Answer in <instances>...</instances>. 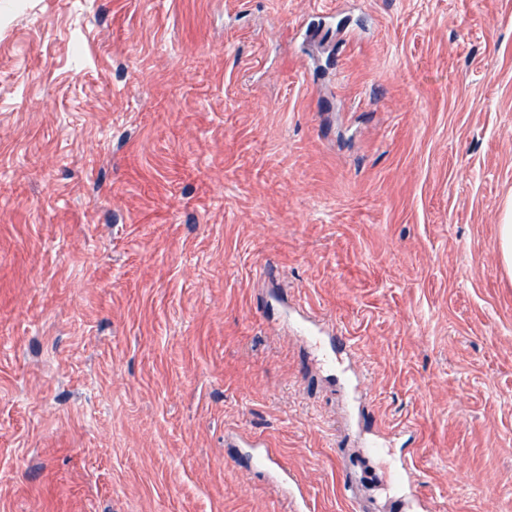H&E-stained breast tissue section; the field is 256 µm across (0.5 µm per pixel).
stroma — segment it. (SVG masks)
I'll return each mask as SVG.
<instances>
[{"instance_id":"1","label":"stroma","mask_w":512,"mask_h":512,"mask_svg":"<svg viewBox=\"0 0 512 512\" xmlns=\"http://www.w3.org/2000/svg\"><path fill=\"white\" fill-rule=\"evenodd\" d=\"M511 197L512 0H0V512H512ZM499 249L501 263L512 277V201L507 202L502 224H499ZM309 335L313 348L321 354L325 363L332 368H336V362L339 363L351 354L352 347L342 336L332 337L329 347H327L321 336H317L313 332H309Z\"/></svg>"}]
</instances>
